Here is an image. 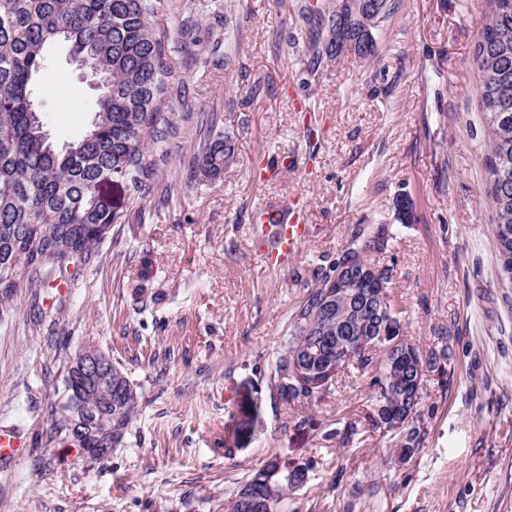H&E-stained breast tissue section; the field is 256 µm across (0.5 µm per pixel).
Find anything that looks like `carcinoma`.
Segmentation results:
<instances>
[{"label": "carcinoma", "instance_id": "cac0c4a2", "mask_svg": "<svg viewBox=\"0 0 512 512\" xmlns=\"http://www.w3.org/2000/svg\"><path fill=\"white\" fill-rule=\"evenodd\" d=\"M162 0H0V280L13 273L16 253L25 251L31 262L19 278L43 287L70 254L76 261L91 258L104 237L85 234L89 225L112 226L117 216L95 193L105 176L125 184L139 210L150 194V173L144 152L163 142L168 134L164 106L181 93L170 81L175 44L155 23ZM485 24L475 48L479 73V112L488 135V196L493 213L494 236L501 264V284L512 287V0H487ZM394 11L392 0H351L343 19L321 22L327 37L317 34L313 55L339 56L351 41L364 60L376 54L367 33L374 32ZM66 31L72 53L88 52L108 87L97 96L92 121L78 140L57 149L35 102L36 81L45 69L49 46ZM236 140L220 132L204 136L191 159V170L209 179L220 177ZM384 246L380 235L355 230L349 247L329 265L315 269L316 286L299 302L283 336V348L271 364L273 389L283 402L309 404L306 387L284 385L288 357L295 352L316 351L317 329L333 337L371 336L373 311L363 306L338 308L328 319L321 307L339 267L352 259L372 265L369 253ZM381 320L387 324L390 347L364 352L353 349L337 372L353 365L374 372L372 426L396 433L405 457L422 444L417 426L423 400V383L409 385L403 373L421 368L430 371L450 356L424 354L404 334V323L393 307ZM116 382L91 386L70 358L62 378V398L51 411L43 435L45 448L83 447L66 437L64 406L75 396L96 410L93 440L106 435V450L121 444L138 413L139 396L128 374L112 363ZM279 461L272 460L243 480L230 498L228 512H280V504L295 485L283 479ZM281 482L280 493L269 496L268 481Z\"/></svg>", "mask_w": 512, "mask_h": 512}]
</instances>
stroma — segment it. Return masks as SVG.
Returning <instances> with one entry per match:
<instances>
[{
	"label": "stroma",
	"instance_id": "stroma-1",
	"mask_svg": "<svg viewBox=\"0 0 512 512\" xmlns=\"http://www.w3.org/2000/svg\"><path fill=\"white\" fill-rule=\"evenodd\" d=\"M308 2L164 0L157 23L177 40L192 18L196 41L175 55L173 132L146 152L144 217L124 184L104 186L118 220L98 252L47 287L19 284L0 319V423L31 442L0 471V512H225L272 459L313 465L282 512H512V288L499 283L473 60L487 2L397 0L367 60L307 56ZM51 58L37 100L60 147L87 130L94 93L66 48ZM210 117L237 158L196 178L188 162ZM285 206L307 238L269 268L253 217ZM359 225L386 238L374 260L393 270L406 336L453 349L424 378V441L405 460L397 434L371 426L370 374L348 368L301 406L270 377L313 268ZM88 344L141 394L124 443L96 464L41 444L65 361ZM348 422L345 443L335 431Z\"/></svg>",
	"mask_w": 512,
	"mask_h": 512
}]
</instances>
